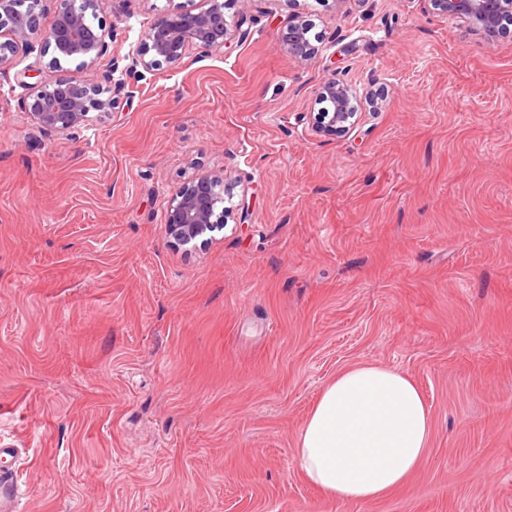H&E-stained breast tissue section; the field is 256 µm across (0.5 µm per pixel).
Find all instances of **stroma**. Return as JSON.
<instances>
[{"mask_svg":"<svg viewBox=\"0 0 512 512\" xmlns=\"http://www.w3.org/2000/svg\"><path fill=\"white\" fill-rule=\"evenodd\" d=\"M109 0L119 55L158 9ZM222 52L126 81L112 113L47 134L0 74V440L23 512H512V24L428 0H227ZM317 51L278 32L293 15ZM337 76L373 102L311 130ZM213 173L243 224L171 246L170 195ZM373 363L433 419L378 500L323 499L294 460L323 385ZM288 25L281 28L278 35V46L281 50L300 59L311 56L315 47L307 37L308 25L296 16Z\"/></svg>","mask_w":512,"mask_h":512,"instance_id":"35a3bbf8","label":"stroma"}]
</instances>
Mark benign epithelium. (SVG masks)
Returning a JSON list of instances; mask_svg holds the SVG:
<instances>
[{"label": "benign epithelium", "mask_w": 512, "mask_h": 512, "mask_svg": "<svg viewBox=\"0 0 512 512\" xmlns=\"http://www.w3.org/2000/svg\"><path fill=\"white\" fill-rule=\"evenodd\" d=\"M46 0H0V71L15 57L32 49V38L43 39L42 55H51L47 68L50 80L29 85L26 106L39 129L47 133L65 134L78 129L89 112L109 113L116 100L112 89L80 84L71 79L63 63L77 62V67L95 68L106 55L113 39V26L100 19L109 0H59L53 21L46 31L40 29V18ZM198 12L171 10L157 14L143 47L129 55L126 74L153 71L162 65L172 69L181 66L188 52L222 51L232 34L245 39L242 29L246 17L230 22L224 13V0H204ZM432 9L443 16L460 18L486 35L495 34L502 18L512 14V0H428ZM308 25L291 20L281 28L278 46L284 52L306 59L315 47L307 37ZM358 92L335 76L326 78L317 89V100L327 101L331 111L317 113L312 131L316 134H346L358 123ZM231 187L224 176L200 174L179 187L167 202L165 230L176 246L197 247L208 244L204 235L218 226L235 220Z\"/></svg>", "instance_id": "obj_1"}]
</instances>
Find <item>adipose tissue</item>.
<instances>
[{
    "label": "adipose tissue",
    "mask_w": 512,
    "mask_h": 512,
    "mask_svg": "<svg viewBox=\"0 0 512 512\" xmlns=\"http://www.w3.org/2000/svg\"><path fill=\"white\" fill-rule=\"evenodd\" d=\"M431 437V413L413 379L359 364L321 390L298 435L295 460L322 497L366 502L404 484Z\"/></svg>",
    "instance_id": "adipose-tissue-1"
}]
</instances>
